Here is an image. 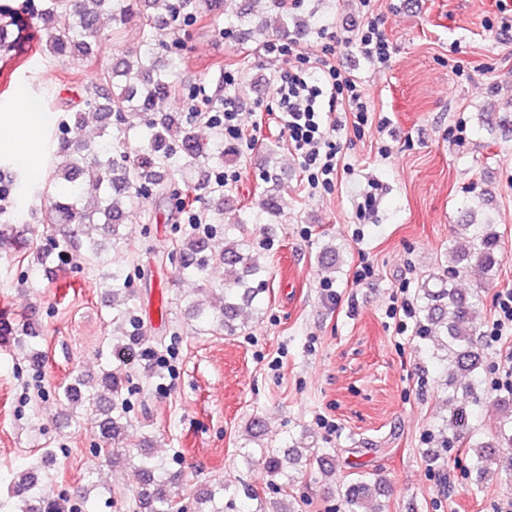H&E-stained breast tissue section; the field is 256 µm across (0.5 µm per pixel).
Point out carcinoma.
<instances>
[{
    "label": "carcinoma",
    "instance_id": "cac0c4a2",
    "mask_svg": "<svg viewBox=\"0 0 512 512\" xmlns=\"http://www.w3.org/2000/svg\"><path fill=\"white\" fill-rule=\"evenodd\" d=\"M259 0H45L34 19L40 24L39 35L45 50L61 59L74 54L96 57L107 42L118 43L122 27L137 20V47L117 51L112 64L101 68L93 94L82 103L67 106V119L54 141V161L48 187L43 190L48 206L42 212L45 224L72 225L66 236L82 258L102 269L101 284L112 298V319L123 321L129 316L133 296L128 276L120 268H107L105 242L121 247L120 227L128 210L142 209L154 196H165L185 207L178 189L169 178L178 174L183 183L202 190L208 197L209 221L224 219V212L240 211L236 198L224 193L216 183L215 172L224 166V131L215 128L217 141L208 143L193 133L194 123L180 112L162 111L159 104L170 99L189 97L195 90L178 83L182 62L181 47L172 37V24L189 25L203 12L214 14L224 10L239 24L225 31L228 38L257 44L265 49L276 38H298L304 21L281 10L278 27L271 30L264 22L244 27ZM115 25L112 36L104 35L103 19ZM26 27L8 4H0V52H16L21 48ZM136 117L145 126L139 137L130 140L126 122ZM99 123L97 138L74 141L67 137L70 124L82 126L88 118ZM282 183L272 174L265 180L260 198V211L278 218L282 211ZM245 223L237 219L224 225V236H206L193 230L185 233L178 247L182 271L192 277L202 291L218 294L219 305L190 301L187 316L193 322L215 333L232 335L238 329L236 320L249 308L262 311L268 285V268L260 264L244 239L234 230ZM468 235V246L449 248L453 259L445 270L430 274L419 288L418 310L422 333L437 338L433 358L444 365L442 385L449 389L447 400L457 404L454 412L440 419L436 426L442 442L448 436L463 440L468 448V470L476 477L495 467L512 475V394L496 399L503 411L494 436L484 439L469 423V405L480 403L478 392L483 360L478 347L474 313L481 300V289L499 270L505 255L501 238L491 222L462 225ZM43 265L68 258L56 246L35 252ZM224 266V282L211 281L210 271ZM477 269L482 278L473 292L464 294L454 286L455 280ZM38 332L34 321L14 326L0 322V340L23 341ZM126 373L110 367L101 376L102 391L84 389L83 377L76 376L65 385L59 400L71 415L96 430L107 459L119 464L127 462L140 472L141 485L135 491L147 512H185L179 497L180 475L171 473L163 461L149 455L145 436H136L128 421L122 398ZM301 432L304 443L292 439L286 448H268L263 452L268 472L286 478L297 468L324 465ZM53 478L42 475L35 467L13 474L8 486L9 502H0L5 512H62L61 500L51 492ZM382 480L360 478L341 492L343 512H384L373 494L372 486ZM226 486H205L192 497L194 512H231L233 499H225Z\"/></svg>",
    "mask_w": 512,
    "mask_h": 512
}]
</instances>
